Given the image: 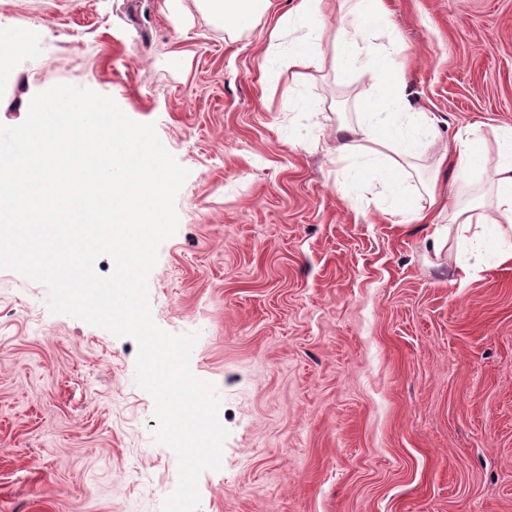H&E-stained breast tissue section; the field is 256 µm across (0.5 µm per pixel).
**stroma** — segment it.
Masks as SVG:
<instances>
[{
  "instance_id": "1",
  "label": "stroma",
  "mask_w": 512,
  "mask_h": 512,
  "mask_svg": "<svg viewBox=\"0 0 512 512\" xmlns=\"http://www.w3.org/2000/svg\"><path fill=\"white\" fill-rule=\"evenodd\" d=\"M296 0L228 30L194 0H0V124L58 84L155 123L190 175L149 275L154 322L199 332L190 369L229 435L199 512H512V264L423 248L380 184L347 186L340 120L379 94L367 47L397 44L414 111L436 118L403 179L457 134L512 128V0H381L361 53L280 74ZM280 27L275 52L268 36ZM279 74L275 95L266 77ZM0 269V512H161L178 458L154 442L138 343L67 314Z\"/></svg>"
}]
</instances>
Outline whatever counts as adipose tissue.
<instances>
[{
    "mask_svg": "<svg viewBox=\"0 0 512 512\" xmlns=\"http://www.w3.org/2000/svg\"><path fill=\"white\" fill-rule=\"evenodd\" d=\"M205 9L222 19L225 26L239 28L249 24L261 5L270 0H198ZM377 0H297L291 20L305 29L295 48L282 65L293 75H301L319 54L324 35V16L336 13L340 27L336 33V65L346 68L358 54V33L381 22ZM373 69L379 86L378 96L366 105L363 122L339 123L333 152L340 161L354 157L364 160L363 173L376 179L381 166L403 169L409 159L418 157L423 140L437 137L435 120L413 111L403 67L394 65L390 55L373 53ZM481 165L490 171L495 195L496 218H489L479 206L464 205L448 196L437 173L426 186L425 204L411 208L413 221L427 225L424 248L440 257L450 241L467 242L490 237L497 248L499 262L512 261V128L498 137L497 152L488 155L474 138H461L452 150L437 160L439 168L465 169Z\"/></svg>",
    "mask_w": 512,
    "mask_h": 512,
    "instance_id": "1",
    "label": "adipose tissue"
}]
</instances>
